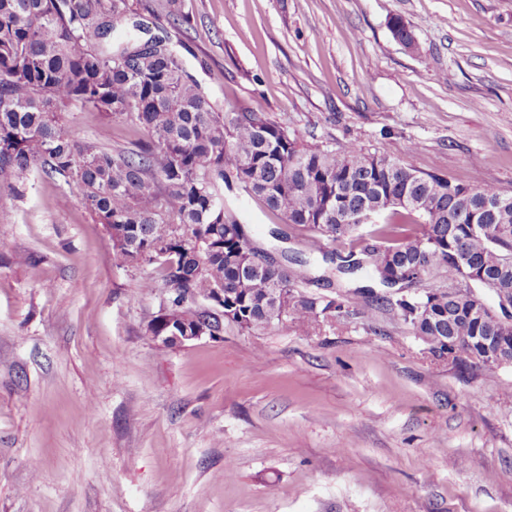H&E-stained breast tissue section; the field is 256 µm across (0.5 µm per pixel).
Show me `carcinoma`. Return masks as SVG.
Returning <instances> with one entry per match:
<instances>
[{
    "instance_id": "obj_1",
    "label": "carcinoma",
    "mask_w": 512,
    "mask_h": 512,
    "mask_svg": "<svg viewBox=\"0 0 512 512\" xmlns=\"http://www.w3.org/2000/svg\"><path fill=\"white\" fill-rule=\"evenodd\" d=\"M135 15L130 0H0V185L21 196L35 171L63 179L111 236L116 266L161 268L174 290L165 309L176 312L175 322L154 317L148 336L183 327L218 336L226 323L250 333L286 320L305 330L350 307L346 295L320 299L296 290L298 283L332 285L324 274L309 276L302 259H291L294 268L250 266L245 226L224 204V188L234 185L309 239L346 250L318 249L337 272L369 269L390 294H354L396 310L427 348L509 325L470 316L465 297L403 292L376 263L412 277L442 270L452 280L464 276L454 259L461 252L499 271L512 263L511 190L420 171L355 143L308 146L300 131L262 112L223 111L166 38L110 41L119 25L143 31ZM74 103L109 122H130L148 140L112 148L102 136L84 141L62 115ZM366 210L381 213L372 226L375 255L353 233ZM207 288L224 289V301L189 303L188 294ZM281 288L289 296L277 302Z\"/></svg>"
}]
</instances>
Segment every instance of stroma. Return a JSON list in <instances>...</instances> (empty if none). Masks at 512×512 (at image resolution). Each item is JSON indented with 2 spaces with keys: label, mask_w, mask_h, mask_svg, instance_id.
<instances>
[{
  "label": "stroma",
  "mask_w": 512,
  "mask_h": 512,
  "mask_svg": "<svg viewBox=\"0 0 512 512\" xmlns=\"http://www.w3.org/2000/svg\"><path fill=\"white\" fill-rule=\"evenodd\" d=\"M224 109L512 191V0H137ZM402 18L414 48L392 34ZM81 139L142 138L77 104ZM68 205H59L62 195ZM251 243L326 269L239 189ZM77 191L0 186V512H512V366L434 359L390 310L168 347Z\"/></svg>",
  "instance_id": "stroma-1"
}]
</instances>
